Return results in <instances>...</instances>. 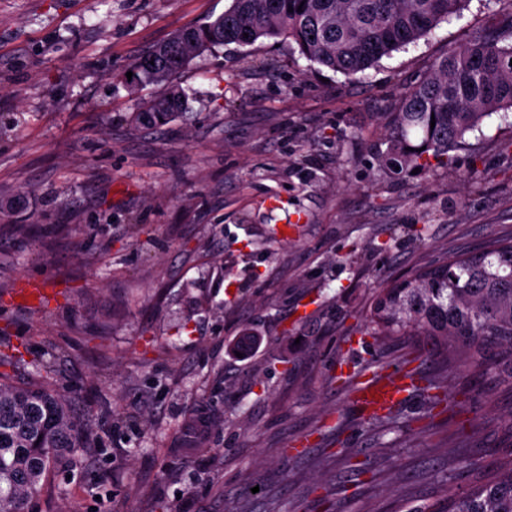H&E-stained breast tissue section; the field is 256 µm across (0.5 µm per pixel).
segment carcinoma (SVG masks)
<instances>
[{
	"mask_svg": "<svg viewBox=\"0 0 512 512\" xmlns=\"http://www.w3.org/2000/svg\"><path fill=\"white\" fill-rule=\"evenodd\" d=\"M468 0H232L212 21L181 29L130 66L132 87L157 88L136 121L160 129L183 113L177 76L219 45L262 39L293 42L309 62L347 77L429 36ZM512 110V12L470 32L384 113L382 169L428 170L482 120ZM371 320L378 336L431 345L443 360L476 363L512 384V239L491 238L479 250L433 260L380 289ZM55 355L34 365L41 382L17 385L0 372V512H33L51 470L87 447L88 423L51 383ZM422 512H512V432L493 467L450 498Z\"/></svg>",
	"mask_w": 512,
	"mask_h": 512,
	"instance_id": "cac0c4a2",
	"label": "carcinoma"
}]
</instances>
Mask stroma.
<instances>
[{"label":"stroma","instance_id":"obj_1","mask_svg":"<svg viewBox=\"0 0 512 512\" xmlns=\"http://www.w3.org/2000/svg\"><path fill=\"white\" fill-rule=\"evenodd\" d=\"M229 5L0 0V345L60 347L53 384L94 428L39 512H418L512 430L497 375L370 323L384 284L512 236V111L429 172L376 161L399 92L501 4L351 79L286 41L217 47L178 76L183 117L138 129L154 89L127 87L131 62ZM46 275L45 309L10 303ZM245 330L263 343L242 361ZM404 363L418 387L362 417L354 384Z\"/></svg>","mask_w":512,"mask_h":512}]
</instances>
